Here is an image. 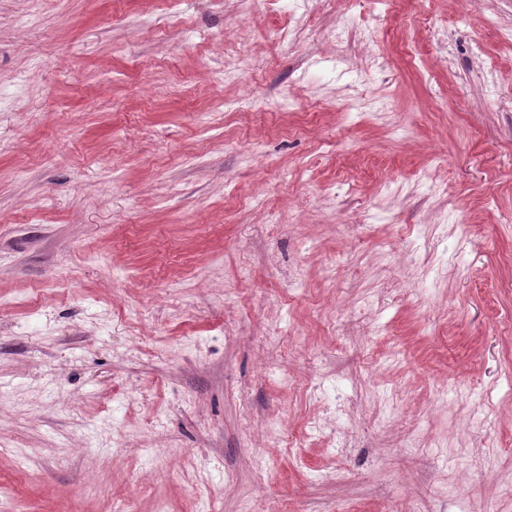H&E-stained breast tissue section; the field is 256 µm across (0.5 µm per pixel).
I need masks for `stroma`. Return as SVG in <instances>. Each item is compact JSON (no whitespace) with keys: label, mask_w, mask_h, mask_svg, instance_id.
Here are the masks:
<instances>
[{"label":"stroma","mask_w":512,"mask_h":512,"mask_svg":"<svg viewBox=\"0 0 512 512\" xmlns=\"http://www.w3.org/2000/svg\"><path fill=\"white\" fill-rule=\"evenodd\" d=\"M504 26L0 0V512H512Z\"/></svg>","instance_id":"obj_1"}]
</instances>
